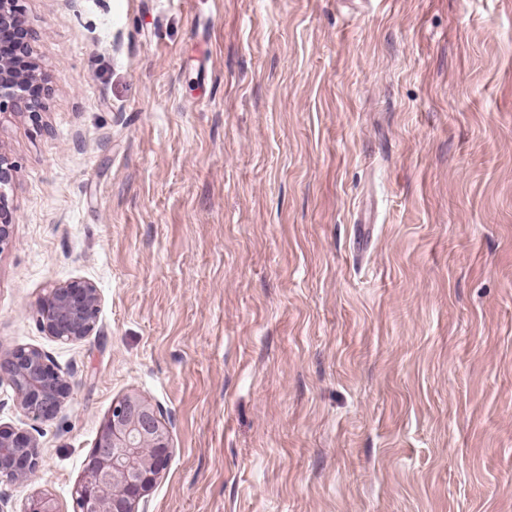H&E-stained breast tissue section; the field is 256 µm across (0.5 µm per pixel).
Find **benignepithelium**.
<instances>
[{"label": "benign epithelium", "mask_w": 512, "mask_h": 512, "mask_svg": "<svg viewBox=\"0 0 512 512\" xmlns=\"http://www.w3.org/2000/svg\"><path fill=\"white\" fill-rule=\"evenodd\" d=\"M19 0H0V29L19 17ZM40 78L33 62L31 38L11 60L0 58V116L27 112L36 117L44 109L41 98L28 93ZM15 167L0 153V245L9 237L12 217L7 211V189ZM44 332L62 342L84 339L98 322V294L88 282L59 285L49 290L39 309ZM9 382L24 415L33 422L52 417L70 394L69 383L54 368L45 352L17 347L0 353V382ZM171 454L170 431L160 410L137 395L112 404L101 435L85 460L74 488L73 512H139V503L166 469ZM38 444L29 436L0 429V480L16 479L37 471ZM23 512H58L49 496H35Z\"/></svg>", "instance_id": "obj_1"}]
</instances>
